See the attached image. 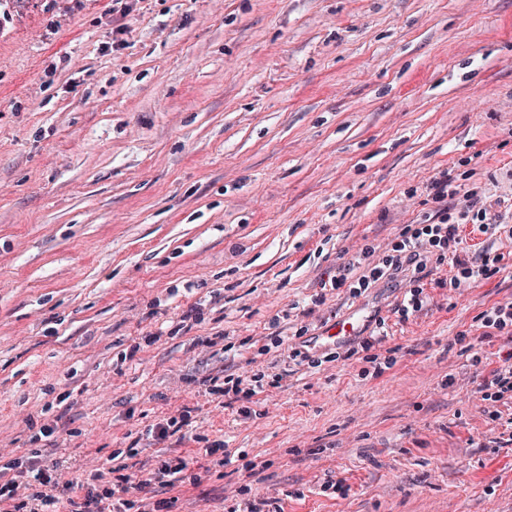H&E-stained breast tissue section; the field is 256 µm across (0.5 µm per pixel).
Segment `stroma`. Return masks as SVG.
Instances as JSON below:
<instances>
[{"mask_svg":"<svg viewBox=\"0 0 512 512\" xmlns=\"http://www.w3.org/2000/svg\"><path fill=\"white\" fill-rule=\"evenodd\" d=\"M446 168L512 195V0H0V450L28 447L51 390L78 435L43 440L48 463L186 405L255 476L246 498L237 465L204 474L179 512H512V398L477 392L512 353L477 320L512 272L429 289L405 322L393 289L321 290L431 211ZM198 302L200 325L122 361ZM376 316L398 357L376 378L261 351ZM251 370L282 376L255 417L204 396Z\"/></svg>","mask_w":512,"mask_h":512,"instance_id":"stroma-1","label":"stroma"}]
</instances>
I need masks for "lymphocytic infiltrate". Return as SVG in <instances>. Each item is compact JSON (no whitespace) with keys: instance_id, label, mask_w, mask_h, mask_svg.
<instances>
[{"instance_id":"f902f5d3","label":"lymphocytic infiltrate","mask_w":512,"mask_h":512,"mask_svg":"<svg viewBox=\"0 0 512 512\" xmlns=\"http://www.w3.org/2000/svg\"><path fill=\"white\" fill-rule=\"evenodd\" d=\"M426 192L435 210L420 222L403 225L385 247L364 245L352 261L338 267L329 280L330 288H347L350 297L357 298L383 282L400 286L403 299L395 311L405 321L422 310L426 287L456 291L499 273L504 254H470L463 229L470 225L484 234L512 238V197L497 196L479 186L462 190L447 169L427 185ZM459 195L464 198L460 204L455 201ZM308 332V326L302 325L294 332V344L284 345L277 335L271 344L286 347L289 359L312 368L325 360L358 355L377 377L396 363L394 355L375 353L372 337L350 342L345 350L327 353L324 359L314 358L304 342ZM263 388L262 375L230 374L222 384H211L208 393L234 396L241 403L240 414L248 418L252 415L248 402ZM191 413L190 407L177 408L147 426L146 433L159 443L179 434L194 440L198 444L195 458L160 456L153 467L145 468L137 465L140 450L132 445L113 450L106 463L86 464L80 481L70 479L74 464L69 459L43 465L38 447L42 439L52 437L64 444L74 435L56 421H44L24 454L0 453V512H175L178 499L171 496V489L201 479L192 469L195 460H202L207 471L230 461L223 441L207 443L193 433Z\"/></svg>"}]
</instances>
